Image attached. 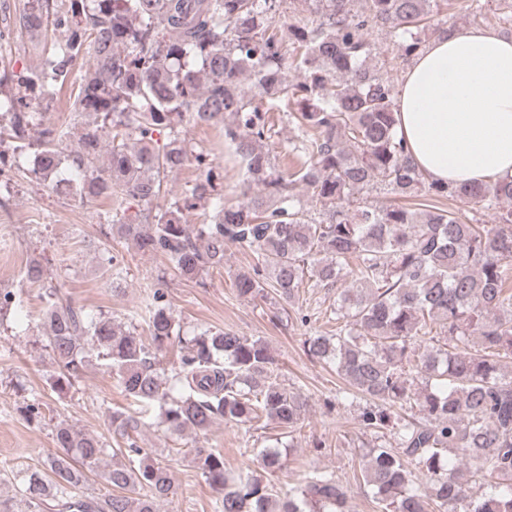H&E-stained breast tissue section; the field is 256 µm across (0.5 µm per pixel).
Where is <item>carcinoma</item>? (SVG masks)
<instances>
[{
	"mask_svg": "<svg viewBox=\"0 0 512 512\" xmlns=\"http://www.w3.org/2000/svg\"><path fill=\"white\" fill-rule=\"evenodd\" d=\"M442 2L298 0L288 15L283 0H31L19 29L52 36L40 67L0 69V85L15 84L0 98L8 120L0 145L35 149L45 179L65 161L83 171V199L121 198L105 223L186 280L223 265L234 246L257 259L234 277L241 297L264 298L271 288L292 307L307 280L336 292L334 333L316 330L305 346L336 366L346 394L364 399L361 429L387 430L396 441L369 449L358 477L380 512H512V370L503 365L512 361V178L431 182L395 132L388 73L423 43L421 32H448L434 24ZM375 30L397 46L384 73L368 64ZM65 89L77 125L43 122L39 102ZM282 112L301 158L288 173L263 147ZM196 126L223 131L244 170L240 194L217 189L222 166L189 138ZM72 136L77 149L65 156ZM188 163L198 171L194 184L160 204L165 177ZM301 188L319 209L305 207ZM373 189L397 202L354 204L355 193ZM429 197L459 201L474 217L432 207ZM200 207L210 220L193 228L185 215ZM486 212L489 224L477 218ZM43 298L56 364L49 386L58 395L96 356L127 397L160 408L171 435L204 433L223 419L262 420L289 434L306 413V397L273 378L275 359L259 338L222 328L187 335L155 293L141 312L147 345L52 290ZM440 335L444 347L435 345ZM173 346L175 391L152 357ZM109 421L120 441L105 465L102 441L56 423L62 453L25 474L22 512H159L172 493L169 469L134 439L140 418L117 410ZM193 452L221 494L217 512H345L346 486L327 471L304 474L282 499L251 470L229 480L219 450ZM260 466L282 469V454L266 449ZM94 472L105 492L86 495ZM477 484L488 492L474 495Z\"/></svg>",
	"mask_w": 512,
	"mask_h": 512,
	"instance_id": "obj_1",
	"label": "carcinoma"
}]
</instances>
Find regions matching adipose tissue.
I'll return each instance as SVG.
<instances>
[{"mask_svg":"<svg viewBox=\"0 0 512 512\" xmlns=\"http://www.w3.org/2000/svg\"><path fill=\"white\" fill-rule=\"evenodd\" d=\"M396 132L429 180L512 177V37L463 26L413 58L395 98Z\"/></svg>","mask_w":512,"mask_h":512,"instance_id":"ef3b65f1","label":"adipose tissue"}]
</instances>
